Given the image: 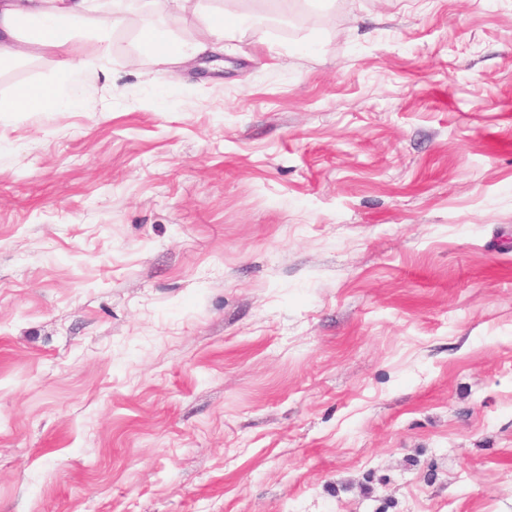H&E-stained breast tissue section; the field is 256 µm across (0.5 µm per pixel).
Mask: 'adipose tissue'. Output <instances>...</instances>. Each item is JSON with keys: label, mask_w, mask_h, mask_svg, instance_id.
Here are the masks:
<instances>
[{"label": "adipose tissue", "mask_w": 512, "mask_h": 512, "mask_svg": "<svg viewBox=\"0 0 512 512\" xmlns=\"http://www.w3.org/2000/svg\"><path fill=\"white\" fill-rule=\"evenodd\" d=\"M221 21L211 23L210 42L180 43L161 39L151 20L139 29L141 42L154 51L158 62L173 64L216 50L227 28L239 16L225 9ZM125 25L120 10H107L105 0H0V66L44 53L57 57L63 71L59 81L20 87L0 96V112H50L72 102V86L83 75L109 73L115 34ZM97 43L86 52V41Z\"/></svg>", "instance_id": "adipose-tissue-1"}]
</instances>
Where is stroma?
<instances>
[{
  "label": "stroma",
  "instance_id": "obj_1",
  "mask_svg": "<svg viewBox=\"0 0 512 512\" xmlns=\"http://www.w3.org/2000/svg\"><path fill=\"white\" fill-rule=\"evenodd\" d=\"M236 9L0 114V512H512V0ZM220 14L224 17L223 22H213L210 25L211 42L180 43L176 41H167L159 37L153 22L145 19L139 29L140 41L154 51L158 62L163 64L178 63L183 58L196 57L208 51L218 49V44L224 40V33L230 27H234L239 22V15L227 9L221 10Z\"/></svg>",
  "mask_w": 512,
  "mask_h": 512
}]
</instances>
